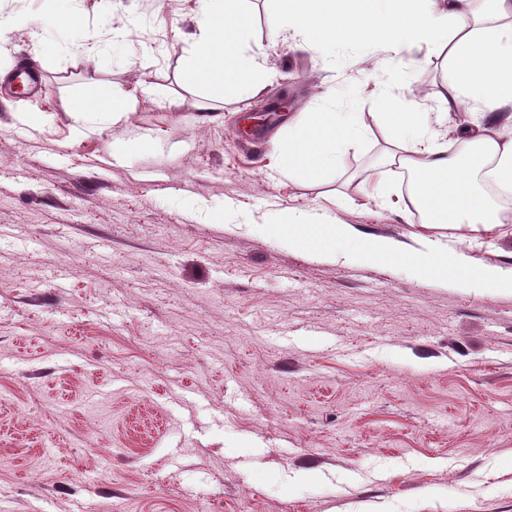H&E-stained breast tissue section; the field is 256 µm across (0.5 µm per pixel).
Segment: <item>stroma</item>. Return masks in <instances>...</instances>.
Listing matches in <instances>:
<instances>
[{"instance_id":"obj_1","label":"stroma","mask_w":512,"mask_h":512,"mask_svg":"<svg viewBox=\"0 0 512 512\" xmlns=\"http://www.w3.org/2000/svg\"><path fill=\"white\" fill-rule=\"evenodd\" d=\"M0 0V512H512V294L396 260H328L269 230L326 218L410 245L384 99L421 90L441 142L446 60L271 43L245 0L257 97L193 78L207 0ZM43 90L17 94L16 65ZM373 133L317 183L272 142L322 93ZM109 97L76 134L77 102ZM213 99L212 110L200 102ZM434 236L512 270V218Z\"/></svg>"}]
</instances>
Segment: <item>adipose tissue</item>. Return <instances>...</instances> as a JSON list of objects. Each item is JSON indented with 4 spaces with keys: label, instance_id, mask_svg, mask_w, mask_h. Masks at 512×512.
Returning <instances> with one entry per match:
<instances>
[{
    "label": "adipose tissue",
    "instance_id": "obj_1",
    "mask_svg": "<svg viewBox=\"0 0 512 512\" xmlns=\"http://www.w3.org/2000/svg\"><path fill=\"white\" fill-rule=\"evenodd\" d=\"M290 3L280 26L271 31V41L290 31L332 46L373 42L393 55L424 45L445 51L443 110L493 112L497 124L464 128L457 139L461 149L452 154L439 144L428 113L417 101L389 99L387 111L378 118L386 143L382 164L410 176L412 201L427 225L448 224L481 234L499 224L500 209L479 193L476 177L488 167L499 185L512 188V134L506 132L512 125V0H494V12L487 17L473 14L471 0ZM199 29L195 78L220 92L261 94L264 83L251 78L259 64L245 48L246 23L229 0H212ZM367 135L358 113L336 111L326 96L315 111L289 118L287 132L275 140V151L288 176L318 181L336 170L344 152ZM274 229L284 241L318 248L331 260L345 255L361 261L396 259L410 269L428 268L446 278L465 271L482 287L512 293V273L471 263L424 235L410 250L385 237L359 235L347 224H322L292 215Z\"/></svg>",
    "mask_w": 512,
    "mask_h": 512
}]
</instances>
